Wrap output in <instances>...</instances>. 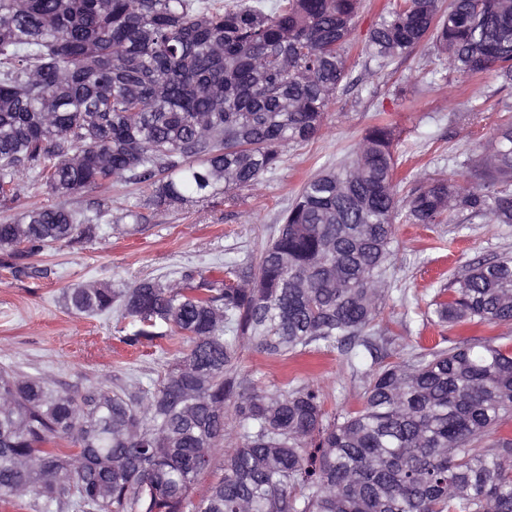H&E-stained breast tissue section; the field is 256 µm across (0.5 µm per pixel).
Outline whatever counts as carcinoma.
<instances>
[{"mask_svg":"<svg viewBox=\"0 0 512 512\" xmlns=\"http://www.w3.org/2000/svg\"><path fill=\"white\" fill-rule=\"evenodd\" d=\"M362 0H0V201L30 174L59 198L0 224V249H39L112 224L66 199L145 183L167 208L257 185L282 148L322 129L353 81ZM464 82L512 88V0H397L367 33L384 72L424 41ZM459 178L398 198L394 130L309 178L243 283L218 264L181 281L70 288L87 316L117 309L133 339L177 336L183 356L147 392L54 389L0 368V501L33 512H512V347L425 349L374 371L338 418L303 383L268 393L235 370L241 350L373 347L396 219L512 224V104ZM437 322L512 324V257L440 291ZM166 331L161 332L159 328ZM222 477L194 499L215 455Z\"/></svg>","mask_w":512,"mask_h":512,"instance_id":"1","label":"carcinoma"}]
</instances>
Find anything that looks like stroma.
Here are the masks:
<instances>
[{
    "label": "stroma",
    "instance_id": "1",
    "mask_svg": "<svg viewBox=\"0 0 512 512\" xmlns=\"http://www.w3.org/2000/svg\"><path fill=\"white\" fill-rule=\"evenodd\" d=\"M392 4L362 0L348 51L353 84L339 91L315 138L286 145L276 172L237 190L233 202L219 194L205 203L156 210L145 205L149 187L108 183L73 196L72 207L84 210L106 197L118 215L140 203L142 223L106 224L97 237L67 239L37 252L0 251V367L48 375L53 388L71 392L117 390L134 381L153 389L180 357L179 339L130 342L118 311L74 313L64 301L67 289L90 282L121 288L143 278L166 283L227 260L250 271L303 183L349 159L365 131L381 121L395 129L400 197H407L422 175L461 172L498 123V100L512 101V89L499 90L488 73L457 83L426 46L394 69L370 75L365 35ZM391 249V287L376 325L374 352L350 359L322 347L282 360L245 349L235 362L237 371L268 392L293 379L313 383L323 389L327 411L337 414L360 405L379 366L437 345L512 338L507 325L448 328L437 322L431 306L441 288L476 262L512 256V224H401Z\"/></svg>",
    "mask_w": 512,
    "mask_h": 512
}]
</instances>
